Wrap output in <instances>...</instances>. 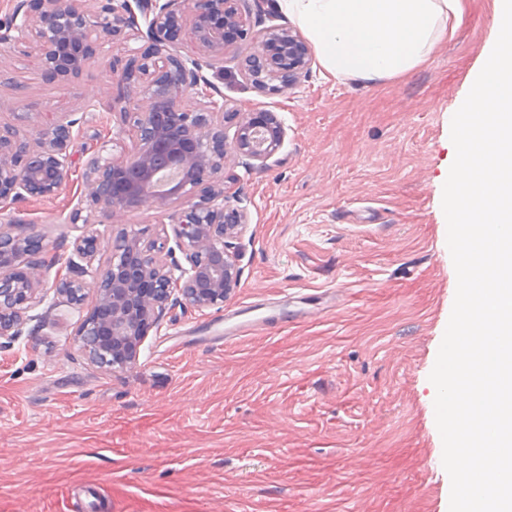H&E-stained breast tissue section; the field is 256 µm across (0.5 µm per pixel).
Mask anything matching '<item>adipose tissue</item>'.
<instances>
[{
	"mask_svg": "<svg viewBox=\"0 0 512 512\" xmlns=\"http://www.w3.org/2000/svg\"><path fill=\"white\" fill-rule=\"evenodd\" d=\"M314 43L335 77L383 80L424 63L449 27L461 0H277Z\"/></svg>",
	"mask_w": 512,
	"mask_h": 512,
	"instance_id": "ef3b65f1",
	"label": "adipose tissue"
}]
</instances>
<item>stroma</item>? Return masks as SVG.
I'll return each instance as SVG.
<instances>
[{"instance_id":"35a3bbf8","label":"stroma","mask_w":512,"mask_h":512,"mask_svg":"<svg viewBox=\"0 0 512 512\" xmlns=\"http://www.w3.org/2000/svg\"><path fill=\"white\" fill-rule=\"evenodd\" d=\"M496 40L494 0H464L453 37L404 75L338 79L319 60L287 95L242 74L249 47L206 77L244 111L276 113L284 142L266 167L231 155L249 215L239 287L223 307L175 309L137 364L109 373L82 350L81 310L46 290L0 349V512H449L451 483L429 380L456 282L442 210L455 158L448 127ZM123 44L79 78L47 81L34 56L0 46V126L39 136L80 121L71 181L46 200H0V217L75 236L85 162L133 141L96 92ZM169 214L144 208L96 224L164 240ZM289 314L231 345L224 317Z\"/></svg>"}]
</instances>
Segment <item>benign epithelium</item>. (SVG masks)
Returning a JSON list of instances; mask_svg holds the SVG:
<instances>
[{
    "label": "benign epithelium",
    "instance_id": "obj_1",
    "mask_svg": "<svg viewBox=\"0 0 512 512\" xmlns=\"http://www.w3.org/2000/svg\"><path fill=\"white\" fill-rule=\"evenodd\" d=\"M87 0H20L0 21V43L35 54L51 81L78 77L88 61L116 42L147 38L112 61L118 86L143 85V97L128 99L123 128L134 141L130 156L88 161L85 196L90 210L77 208L70 224L82 225L72 253L53 288L71 306L92 299L77 336L91 361L112 372L135 365L150 331L168 311L203 310L224 304L240 282L238 255L230 240L248 224L236 192L215 184L225 159L239 154L264 167L280 149L284 127L267 110L242 112L210 100L201 112L189 105L208 85L203 68L224 63V54L248 42L242 62L253 87L286 94L310 70L311 52L296 31L281 25L254 30L244 0H120L98 12ZM147 30H142L138 18ZM189 38L193 58L163 53ZM77 120L52 124L40 137L20 141L0 135V199L24 201L55 196L72 175ZM235 128L228 136V128ZM180 205L172 231L188 266L166 263L159 246L137 233L115 238L100 255L91 224L112 223L144 206L166 212ZM35 224L0 217V340L21 335L28 312L40 302L47 269L59 262Z\"/></svg>",
    "mask_w": 512,
    "mask_h": 512
}]
</instances>
